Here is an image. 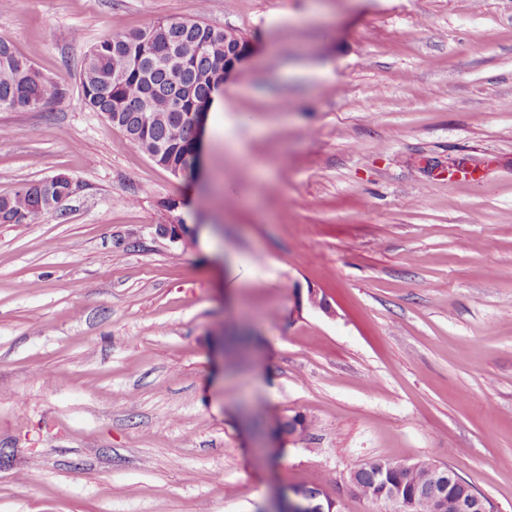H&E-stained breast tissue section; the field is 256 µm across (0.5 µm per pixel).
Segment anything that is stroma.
Masks as SVG:
<instances>
[{
  "mask_svg": "<svg viewBox=\"0 0 512 512\" xmlns=\"http://www.w3.org/2000/svg\"><path fill=\"white\" fill-rule=\"evenodd\" d=\"M168 18L252 47L192 182L82 101ZM0 37L63 89L0 112V195L73 182L0 224V512H388L348 483L382 458L512 512V0H11ZM70 194V180L58 175L50 180L25 183L9 196H0V224H33ZM311 488V486L305 485L292 489L294 498L288 497L287 494L281 495L278 497V506L271 512H324L321 504L312 505L311 502L317 498L318 494Z\"/></svg>",
  "mask_w": 512,
  "mask_h": 512,
  "instance_id": "stroma-1",
  "label": "stroma"
}]
</instances>
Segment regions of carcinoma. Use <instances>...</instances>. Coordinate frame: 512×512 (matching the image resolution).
Instances as JSON below:
<instances>
[{"mask_svg":"<svg viewBox=\"0 0 512 512\" xmlns=\"http://www.w3.org/2000/svg\"><path fill=\"white\" fill-rule=\"evenodd\" d=\"M240 42L202 20L166 19L135 32L116 31L87 53L80 74L83 102L147 153L160 167L191 178L198 165L196 125L214 88L224 79V60L239 55ZM60 93L0 38V112H22ZM70 180L25 183L0 196V224H33L49 213V202L69 196ZM387 477L381 461L352 474L360 494L396 512H433L430 464L406 475L402 497L379 494Z\"/></svg>","mask_w":512,"mask_h":512,"instance_id":"cac0c4a2","label":"carcinoma"}]
</instances>
